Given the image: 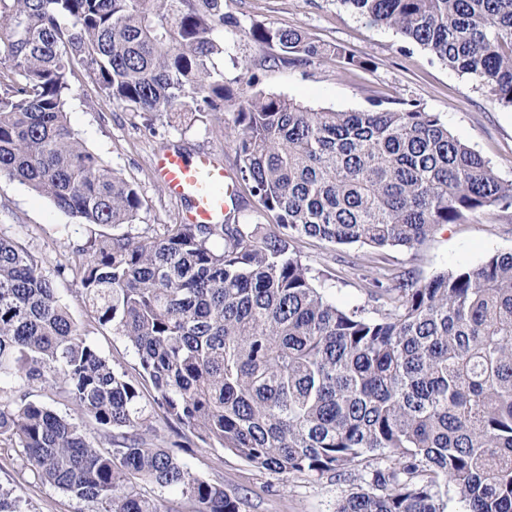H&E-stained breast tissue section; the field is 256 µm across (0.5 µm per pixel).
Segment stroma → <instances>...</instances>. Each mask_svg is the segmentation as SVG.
Instances as JSON below:
<instances>
[{
  "instance_id": "stroma-1",
  "label": "stroma",
  "mask_w": 512,
  "mask_h": 512,
  "mask_svg": "<svg viewBox=\"0 0 512 512\" xmlns=\"http://www.w3.org/2000/svg\"><path fill=\"white\" fill-rule=\"evenodd\" d=\"M224 13L231 22L217 34L224 52L213 63L231 90H238L237 78L246 70L257 76L259 90L315 108L351 112L414 103L436 113L452 135L489 162L500 181L512 183V107L497 104L468 76L394 30L371 23L339 0H224ZM258 25L301 29L321 43L341 46L369 60L370 65L352 67L333 57L305 65L282 62L276 49L251 36V29ZM237 105V99L225 101L223 111L205 113L188 126L163 118L150 121L112 104L86 72L78 70L70 78L65 108L71 127L87 148L104 166L139 187L146 204L131 227L138 234L181 223L186 209L154 177L157 153L213 151L228 174H235V150L224 139V118ZM85 233L80 219L57 210L19 182L0 179V236L30 251L47 273L74 264L70 245ZM296 249L321 272L320 285L327 298L344 308L366 306L370 299L364 274L406 273L424 282L437 273L473 267L489 255L512 251V209L446 225L410 249L374 251L307 237L297 241ZM58 288L74 321L112 367L137 379L135 350L124 337L98 326L79 280L66 276L59 279ZM155 396L151 386H143L142 401L150 407L158 434L175 448L192 474L240 498L242 512H334L337 500L356 486L353 480L331 474L278 476L230 451L196 444L186 428L167 420L154 406ZM0 487L20 498L23 512H91L89 504L39 480L5 439L0 441Z\"/></svg>"
}]
</instances>
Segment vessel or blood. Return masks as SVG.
Returning a JSON list of instances; mask_svg holds the SVG:
<instances>
[{"mask_svg": "<svg viewBox=\"0 0 512 512\" xmlns=\"http://www.w3.org/2000/svg\"><path fill=\"white\" fill-rule=\"evenodd\" d=\"M155 175L172 197L185 202V223L223 221L228 173L215 152H161L155 159Z\"/></svg>", "mask_w": 512, "mask_h": 512, "instance_id": "1", "label": "vessel or blood"}]
</instances>
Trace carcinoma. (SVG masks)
<instances>
[{"mask_svg": "<svg viewBox=\"0 0 512 512\" xmlns=\"http://www.w3.org/2000/svg\"><path fill=\"white\" fill-rule=\"evenodd\" d=\"M341 2L512 107V0ZM225 23L224 0H0V177L88 227L76 274L98 325L127 339L155 404L201 442L282 476L358 474L335 512H444L450 487L468 512H512V251L425 282L367 277L369 311L329 300L294 249L412 248L512 207V184L437 114L314 109L241 75L224 138L274 229L226 215L119 232L144 200L70 127V76L82 67L125 110L190 123L233 96L213 66ZM251 35L291 64L369 65L298 29ZM32 386L74 414L27 400ZM4 435L94 512H177L144 484L178 490L189 512H241L160 444L138 382L88 340L35 256L0 237Z\"/></svg>", "mask_w": 512, "mask_h": 512, "instance_id": "carcinoma-1", "label": "carcinoma"}]
</instances>
